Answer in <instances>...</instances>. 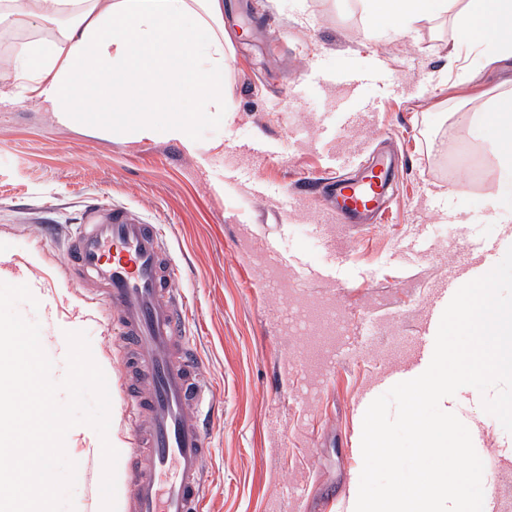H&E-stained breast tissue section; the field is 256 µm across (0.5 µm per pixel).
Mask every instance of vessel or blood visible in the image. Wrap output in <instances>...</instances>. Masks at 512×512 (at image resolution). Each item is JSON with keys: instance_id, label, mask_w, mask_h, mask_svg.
Here are the masks:
<instances>
[{"instance_id": "vessel-or-blood-1", "label": "vessel or blood", "mask_w": 512, "mask_h": 512, "mask_svg": "<svg viewBox=\"0 0 512 512\" xmlns=\"http://www.w3.org/2000/svg\"><path fill=\"white\" fill-rule=\"evenodd\" d=\"M394 180L379 155L329 189L341 224H365L384 209ZM70 279L94 281L126 346L122 376L134 442L125 457L124 512H200L208 455L203 412L209 388L188 339L187 300L167 235L122 208L108 220L87 210L65 250Z\"/></svg>"}]
</instances>
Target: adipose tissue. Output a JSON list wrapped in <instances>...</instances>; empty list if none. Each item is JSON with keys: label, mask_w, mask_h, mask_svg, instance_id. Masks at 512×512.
<instances>
[{"label": "adipose tissue", "mask_w": 512, "mask_h": 512, "mask_svg": "<svg viewBox=\"0 0 512 512\" xmlns=\"http://www.w3.org/2000/svg\"><path fill=\"white\" fill-rule=\"evenodd\" d=\"M367 18L450 25L469 48L490 46L481 66L512 58V0H360ZM54 26L53 39L18 42L0 67V108L33 102L70 125L95 116L111 130L132 121L142 139L193 149L200 113L224 116L222 0H0V28ZM197 111L182 107L187 91ZM497 129L494 153L512 176V90L477 116Z\"/></svg>", "instance_id": "adipose-tissue-1"}]
</instances>
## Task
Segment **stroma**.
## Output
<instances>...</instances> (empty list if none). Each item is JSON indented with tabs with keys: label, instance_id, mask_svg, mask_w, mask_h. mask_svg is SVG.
<instances>
[{
	"label": "stroma",
	"instance_id": "1",
	"mask_svg": "<svg viewBox=\"0 0 512 512\" xmlns=\"http://www.w3.org/2000/svg\"><path fill=\"white\" fill-rule=\"evenodd\" d=\"M223 119H202L195 147L55 123L26 102L0 110V247L28 268L55 310L18 304L65 374L57 328L86 332L97 361L123 372L110 306L72 283L63 247L86 209L116 206L163 225L191 305L189 332L215 391L203 512H346L363 466V416L396 374L421 363L416 340L436 310V285L467 248L499 263L512 234L495 130L467 132L453 100L494 95L512 59L468 84L448 69L451 28L403 33L370 21L354 0H224ZM366 113L352 125L350 115ZM395 156L393 199L371 224L337 223L332 203L301 192L380 149ZM282 258L269 265L266 251ZM323 307L343 319L327 369L283 316ZM492 474V512H512V434L465 386L453 396ZM78 464L75 512H101L103 464L92 428L65 439Z\"/></svg>",
	"mask_w": 512,
	"mask_h": 512
}]
</instances>
